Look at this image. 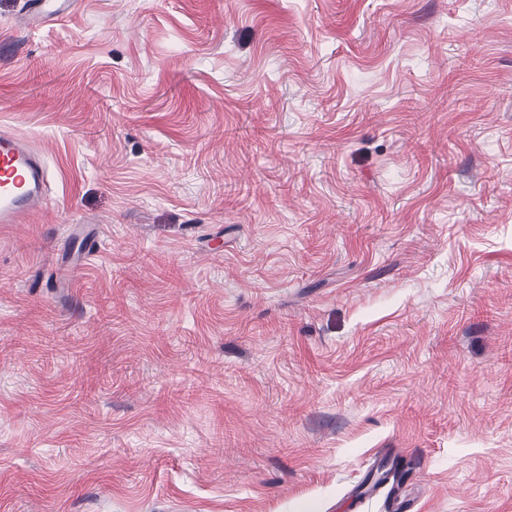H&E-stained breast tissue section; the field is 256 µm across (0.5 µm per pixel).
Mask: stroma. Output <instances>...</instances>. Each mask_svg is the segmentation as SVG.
<instances>
[{
  "mask_svg": "<svg viewBox=\"0 0 512 512\" xmlns=\"http://www.w3.org/2000/svg\"><path fill=\"white\" fill-rule=\"evenodd\" d=\"M0 129V512H512V0H0ZM74 0H25L21 16L30 26H41L67 16ZM51 174L34 141L16 131H0V224H19L47 207Z\"/></svg>",
  "mask_w": 512,
  "mask_h": 512,
  "instance_id": "1",
  "label": "stroma"
}]
</instances>
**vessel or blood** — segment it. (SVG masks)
I'll list each match as a JSON object with an SVG mask.
<instances>
[{
    "label": "vessel or blood",
    "instance_id": "obj_1",
    "mask_svg": "<svg viewBox=\"0 0 512 512\" xmlns=\"http://www.w3.org/2000/svg\"><path fill=\"white\" fill-rule=\"evenodd\" d=\"M74 0H24L21 16L41 26L67 16ZM51 174L34 141L21 133L0 131V224L23 222L34 210L47 207Z\"/></svg>",
    "mask_w": 512,
    "mask_h": 512
}]
</instances>
